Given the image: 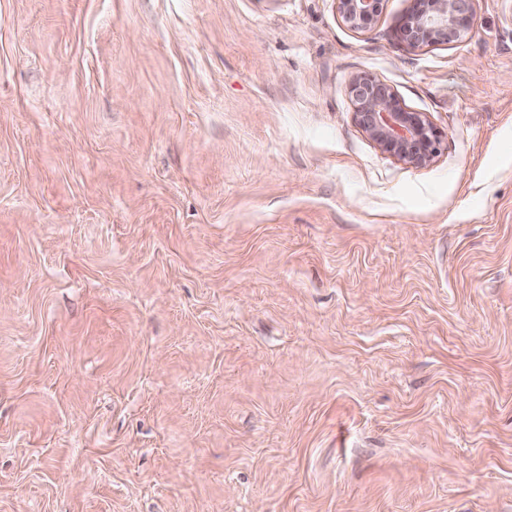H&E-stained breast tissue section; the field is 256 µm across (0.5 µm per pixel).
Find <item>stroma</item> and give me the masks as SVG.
Wrapping results in <instances>:
<instances>
[{
    "instance_id": "stroma-1",
    "label": "stroma",
    "mask_w": 512,
    "mask_h": 512,
    "mask_svg": "<svg viewBox=\"0 0 512 512\" xmlns=\"http://www.w3.org/2000/svg\"><path fill=\"white\" fill-rule=\"evenodd\" d=\"M408 6L0 0V512H512V0ZM342 20L355 31H367L376 23L383 10L384 0H336ZM476 0H410L398 36L413 48L458 43L475 31ZM350 94L358 126L384 153L413 167L426 166L438 155L446 132L426 113L406 108L390 87L360 74L352 79Z\"/></svg>"
}]
</instances>
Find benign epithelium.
Listing matches in <instances>:
<instances>
[{"mask_svg":"<svg viewBox=\"0 0 512 512\" xmlns=\"http://www.w3.org/2000/svg\"><path fill=\"white\" fill-rule=\"evenodd\" d=\"M384 0H336L342 20L355 31L376 23ZM475 0H410L398 36L413 48L458 43L475 31ZM358 126L386 154L413 167L430 164L440 152L447 133L424 112L405 107L387 85L367 74L350 83Z\"/></svg>","mask_w":512,"mask_h":512,"instance_id":"obj_1","label":"benign epithelium"}]
</instances>
